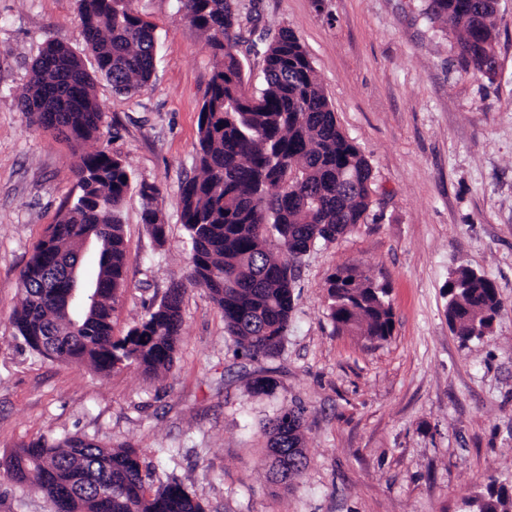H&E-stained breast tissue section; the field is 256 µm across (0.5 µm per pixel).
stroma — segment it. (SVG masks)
Wrapping results in <instances>:
<instances>
[{
    "mask_svg": "<svg viewBox=\"0 0 512 512\" xmlns=\"http://www.w3.org/2000/svg\"><path fill=\"white\" fill-rule=\"evenodd\" d=\"M132 6L156 26L154 73L130 94L96 78L102 135L75 142L29 125L17 99L47 41L94 69L77 0H0V459L42 436L128 444L151 486L181 483L207 512H470L488 478L512 488V0L498 2L491 79L462 70L455 37L421 17L422 0H236L243 29L299 36L339 127L373 167L372 205L305 257L278 358L236 356L221 312L191 288L179 351L156 377L39 357L9 325L20 274L78 194L85 153L119 155L130 174L114 335L188 274L181 183L196 171L215 59L179 0ZM144 183L160 190L161 245L142 220ZM462 264L493 280L506 306L490 336L465 346L448 328L445 293ZM343 268L389 288L387 341L334 331L327 282ZM263 372L274 395L251 388ZM285 406L304 411L307 459L288 490L269 479L262 432ZM0 512L54 509L0 470Z\"/></svg>",
    "mask_w": 512,
    "mask_h": 512,
    "instance_id": "stroma-1",
    "label": "stroma"
}]
</instances>
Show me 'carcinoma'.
Instances as JSON below:
<instances>
[{
  "label": "carcinoma",
  "mask_w": 512,
  "mask_h": 512,
  "mask_svg": "<svg viewBox=\"0 0 512 512\" xmlns=\"http://www.w3.org/2000/svg\"><path fill=\"white\" fill-rule=\"evenodd\" d=\"M425 17L452 31L466 71L495 74L496 0H425ZM184 17L206 36L220 64L198 115L197 173L181 187V223L190 242L187 283L169 285L123 336L112 313L127 288L121 210L129 189L123 159L106 151L79 157L80 188L39 240L21 273L12 336L52 360L100 374L135 364L147 376L170 367L179 348L186 285L204 289L224 317L236 350L249 358L281 353L294 308L296 271L317 244L331 243L361 223L371 205L372 167L339 128L309 55L284 27L264 50V85L246 89L234 50L241 21L232 0H181ZM85 42L96 72L118 91L146 85L154 72L156 26L132 0H78ZM20 110L68 140L99 133L103 112L93 78L69 46L49 42L34 60ZM143 222L158 243L166 225L145 207ZM99 239L93 304L64 309L67 274L84 273V241ZM388 289L345 268L328 279L329 319L336 331L370 342L394 330ZM505 305L496 284L468 265L448 278V328L461 344L491 332ZM302 412L284 407L266 430L267 455L300 476L306 465ZM15 483L66 512H205L183 485L146 487L142 457L130 445L92 439L39 438L0 462ZM474 512H512V492L488 478Z\"/></svg>",
  "instance_id": "obj_1"
}]
</instances>
